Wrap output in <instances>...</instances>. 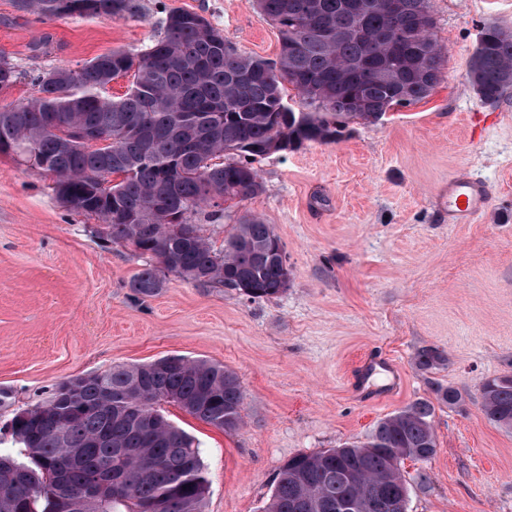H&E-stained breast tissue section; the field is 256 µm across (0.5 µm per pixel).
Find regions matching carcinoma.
<instances>
[{"mask_svg": "<svg viewBox=\"0 0 512 512\" xmlns=\"http://www.w3.org/2000/svg\"><path fill=\"white\" fill-rule=\"evenodd\" d=\"M17 0L42 18L138 19L140 0ZM255 0L280 34L275 60L240 54L201 15L167 13L164 36L143 51L114 49L57 79L34 78L39 95L0 105V154L25 156L29 168L55 176L58 198L78 214L97 217L100 236L131 246L155 263L130 280L152 297L171 274L197 288H232L271 298L289 286L280 238L245 215L217 249L192 218H224V203L259 195L254 163L271 151L306 142L334 143L349 120L376 121L417 103L444 77L445 48L431 36L427 0ZM469 81L483 103L498 102L512 71V32L483 27ZM133 74L119 98L103 89ZM17 81L0 59V91ZM316 112H294L284 83ZM91 127L99 144L61 146L56 128ZM118 180L113 181L111 177ZM448 361L444 351L415 356L424 371ZM422 399L380 421L365 442L345 443L288 459L265 512H326L322 505L358 498L406 503L405 460L436 452L434 403L455 406L462 394L437 385ZM242 389L222 364L181 355L112 369L61 383L52 397L12 417L9 428L26 460L0 454V512H63L81 498L80 512H142L159 500L162 512H203L209 481L199 444L171 423L164 405L225 432L243 423ZM487 420L512 429V374L485 381Z\"/></svg>", "mask_w": 512, "mask_h": 512, "instance_id": "carcinoma-1", "label": "carcinoma"}]
</instances>
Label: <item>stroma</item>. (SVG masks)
<instances>
[{
	"label": "stroma",
	"instance_id": "35a3bbf8",
	"mask_svg": "<svg viewBox=\"0 0 512 512\" xmlns=\"http://www.w3.org/2000/svg\"><path fill=\"white\" fill-rule=\"evenodd\" d=\"M138 19H40L0 0V58L18 73L0 104L36 96L33 78L97 55L141 50L168 11L189 10L238 51L267 60L279 31L253 0H141ZM447 50L444 79L425 100L380 120L350 121L331 144L307 143L257 164L254 199L202 234L222 245L241 214L270 224L290 284L269 299L203 289L166 276L154 296L128 286L146 259L98 236L97 217L71 212L55 178L0 154V426L61 382L170 355L224 364L239 378L243 425L227 433L177 406L209 479L205 512H263L289 458L366 441L377 423L436 384L464 401L436 405V452L405 461L406 512H512V429L490 423L480 388L512 373V88L482 103L467 77L482 28L512 31V0H428ZM466 170L491 190L471 224H452L441 196ZM435 347L446 366L419 370ZM393 359L397 393L359 401V361Z\"/></svg>",
	"mask_w": 512,
	"mask_h": 512
}]
</instances>
